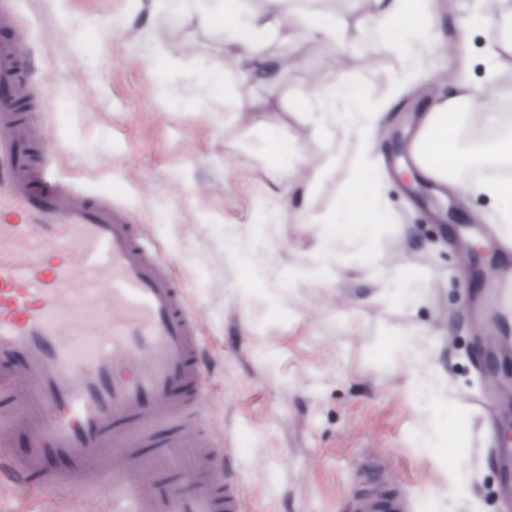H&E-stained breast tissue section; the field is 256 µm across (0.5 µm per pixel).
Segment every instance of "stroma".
Listing matches in <instances>:
<instances>
[{
    "mask_svg": "<svg viewBox=\"0 0 512 512\" xmlns=\"http://www.w3.org/2000/svg\"><path fill=\"white\" fill-rule=\"evenodd\" d=\"M433 27L413 31L400 52L379 48L354 0L325 7L343 40L307 37L303 14L288 15L266 45L268 57L294 58L290 69L244 77L226 53L224 29L199 23L204 0H14L32 55L34 92L50 109L35 120L49 132L62 177L134 211L154 255L185 289L209 348L208 414L232 448L246 512H351L366 457L383 453L407 497L408 512H466L449 507L439 463L463 456L484 503L500 512V479L486 424L470 402L480 392L477 331L469 301L485 283L454 239L482 225L481 240L500 237L491 202L454 193L455 223L436 225L430 210L397 176L390 145L453 83L472 86L477 104L512 88V67L488 74L481 62L492 28H470L474 11L496 13L498 0H437ZM441 43L444 68L429 44ZM415 75L395 84L405 67ZM380 111L381 151L369 179L382 187V216L366 250L334 278L309 277L320 233L344 223L338 170L313 182L331 157L339 128L324 124L314 97L337 76ZM244 104L248 113L237 112ZM297 142L306 157L289 180L269 160L268 133ZM310 217L296 220L297 213ZM423 285L414 303L382 298L370 266ZM259 280H251L252 270ZM423 331L433 362L448 376V397L465 414L464 448L423 453L418 434L435 421L404 393L405 367L391 341ZM108 487L85 498L69 488L14 495L0 482V512H88Z\"/></svg>",
    "mask_w": 512,
    "mask_h": 512,
    "instance_id": "1",
    "label": "stroma"
}]
</instances>
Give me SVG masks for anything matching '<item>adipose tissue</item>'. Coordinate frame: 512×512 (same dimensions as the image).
I'll list each match as a JSON object with an SVG mask.
<instances>
[{
  "label": "adipose tissue",
  "instance_id": "1",
  "mask_svg": "<svg viewBox=\"0 0 512 512\" xmlns=\"http://www.w3.org/2000/svg\"><path fill=\"white\" fill-rule=\"evenodd\" d=\"M359 3L363 24L380 30L381 46L388 52L400 50L416 25H426L434 20L430 0H359ZM288 4L289 0H265L263 14L252 16L244 11L245 0H224L222 11L206 15L205 20L223 25L233 59L261 65L265 62L263 48L287 13ZM326 97L328 101L337 100L345 105L344 110L330 114L332 125L346 131L345 137L336 144L332 161L346 166L349 173L343 194L349 221L323 237V251L328 254L340 240L364 247L372 232L365 215L370 207L378 204L379 196L376 184L366 177L376 113L348 111L347 106L356 101L358 91L342 77L327 90ZM469 121L493 131L489 146H461L460 134ZM412 142L410 163L413 169L421 178L452 190L458 189L456 175L464 167L481 160L512 162V127L506 125L504 113L476 107L473 92L464 86L455 87L420 118ZM468 191L487 196L503 226V236L512 235V180H481L470 185ZM396 349L408 365L404 385L408 399L430 415L439 414L448 404L444 375L426 360L425 351L417 339L403 338Z\"/></svg>",
  "mask_w": 512,
  "mask_h": 512
}]
</instances>
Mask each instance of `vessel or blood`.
<instances>
[{
  "label": "vessel or blood",
  "mask_w": 512,
  "mask_h": 512,
  "mask_svg": "<svg viewBox=\"0 0 512 512\" xmlns=\"http://www.w3.org/2000/svg\"><path fill=\"white\" fill-rule=\"evenodd\" d=\"M30 50L0 0V475L20 488L109 483L103 512H244L208 422L207 351L185 292L128 209L55 171L20 94ZM110 450L97 461L101 450ZM353 512H408L384 458Z\"/></svg>",
  "instance_id": "1"
}]
</instances>
